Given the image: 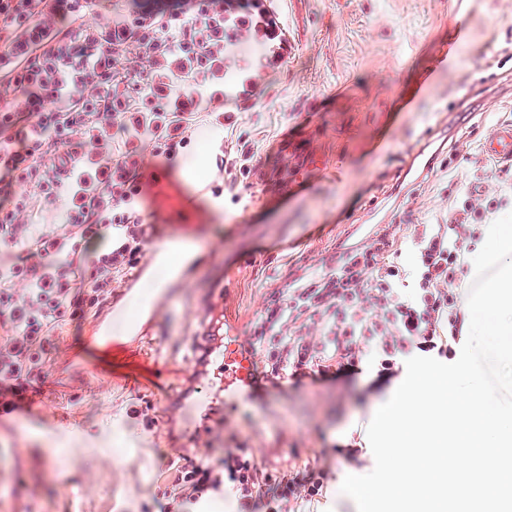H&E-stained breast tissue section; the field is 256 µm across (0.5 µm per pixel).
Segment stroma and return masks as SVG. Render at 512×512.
<instances>
[{
  "mask_svg": "<svg viewBox=\"0 0 512 512\" xmlns=\"http://www.w3.org/2000/svg\"><path fill=\"white\" fill-rule=\"evenodd\" d=\"M276 7L292 47L279 70L261 67L255 43L237 47L238 67L257 76L258 88L224 143L251 149L248 170L217 178L204 130L172 165L151 160L183 183L186 199L166 211L144 197L156 238L191 224L200 246L183 271L191 288L161 318H141L136 345L171 368L176 399L196 396L194 379L176 369L192 360L191 340L208 328L214 289L231 295L225 332L251 335L293 278L324 275L339 253L371 243L384 225H399L409 239L416 225L442 223L467 189L481 190L495 208L497 185L512 183V169L481 152L495 123L512 122V0H468L459 28L450 20L456 0H278ZM443 49L447 71L428 76ZM307 131L316 137L311 160L290 171L280 144ZM29 193L28 232L2 263L27 257L29 235L65 221L64 203L45 207L38 188ZM218 236L220 253L207 246ZM148 287L138 277L130 293L115 292L87 309L82 323L68 320L55 331L46 364L55 390L32 416L0 418V512H160L167 503L169 471L191 459L182 422L167 419L166 401L121 379L82 378L70 361L100 317L124 329L130 294ZM365 384L303 380L287 395L273 391L232 413V430L246 434L272 469L330 454L340 480L347 466L333 445L386 397L365 394ZM134 408L147 410L152 425L129 418ZM55 456L60 465L48 467Z\"/></svg>",
  "mask_w": 512,
  "mask_h": 512,
  "instance_id": "stroma-1",
  "label": "stroma"
}]
</instances>
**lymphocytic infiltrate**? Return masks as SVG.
<instances>
[{
	"instance_id": "1",
	"label": "lymphocytic infiltrate",
	"mask_w": 512,
	"mask_h": 512,
	"mask_svg": "<svg viewBox=\"0 0 512 512\" xmlns=\"http://www.w3.org/2000/svg\"><path fill=\"white\" fill-rule=\"evenodd\" d=\"M42 3L0 0V53H21L17 69L0 75V139L13 147L11 163L0 165V246L17 240L30 185L45 204L64 197L67 219L39 232L28 261L0 266L1 397L42 385L58 322L107 303L136 267L149 242L139 198L145 144L171 164L204 127L218 171L251 163L249 148L224 144L229 112L247 100L242 80L228 82L224 71L239 28L253 30L266 68L288 56L274 0H142L90 25L79 0H55L56 28L39 38ZM17 100L28 110L11 111ZM483 213L481 198L470 196L447 223L416 230L413 272L394 260L400 227L390 224L373 243L343 252L323 277L293 282L254 332L266 375L354 377L369 349L378 390L411 357L453 359L471 272L470 222ZM313 325L322 338L307 335ZM329 482L322 466L267 470L238 443L225 446L218 464L175 470L180 496L163 512H202L226 491L236 512H303L328 501Z\"/></svg>"
}]
</instances>
